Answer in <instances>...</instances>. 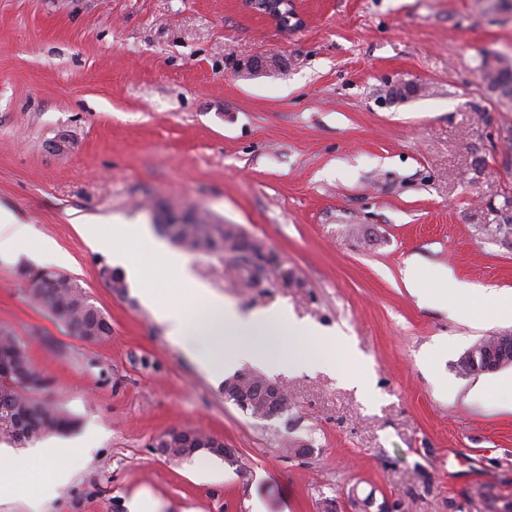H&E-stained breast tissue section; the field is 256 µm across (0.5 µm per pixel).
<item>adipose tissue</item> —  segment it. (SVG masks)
Returning <instances> with one entry per match:
<instances>
[{
	"instance_id": "obj_1",
	"label": "adipose tissue",
	"mask_w": 512,
	"mask_h": 512,
	"mask_svg": "<svg viewBox=\"0 0 512 512\" xmlns=\"http://www.w3.org/2000/svg\"><path fill=\"white\" fill-rule=\"evenodd\" d=\"M24 243L29 244L30 255L39 262L58 266L69 262L68 254L53 240L0 208V257L17 255ZM145 245L164 258L171 281L159 278L142 257ZM112 263L137 287L143 305L164 327L168 339L210 378H223L243 361L274 368L331 365L332 340L326 330L297 320L282 305L251 313L240 311L222 294L197 280L190 257L155 238L148 225H123L122 239L112 247ZM176 280L190 286V296L173 288ZM79 446L76 440L49 438L27 454L0 449V497L22 490L32 512H45L47 503L72 476L64 458Z\"/></svg>"
}]
</instances>
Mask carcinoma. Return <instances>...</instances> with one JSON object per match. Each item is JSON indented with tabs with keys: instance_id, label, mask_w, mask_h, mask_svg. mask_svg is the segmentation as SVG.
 I'll return each instance as SVG.
<instances>
[{
	"instance_id": "1",
	"label": "carcinoma",
	"mask_w": 512,
	"mask_h": 512,
	"mask_svg": "<svg viewBox=\"0 0 512 512\" xmlns=\"http://www.w3.org/2000/svg\"><path fill=\"white\" fill-rule=\"evenodd\" d=\"M480 71L487 87L497 92L499 84L512 88V63L497 58L482 59ZM177 244L200 251H217L224 245V225L200 219L178 224ZM27 298L61 321L71 334L88 342L109 336V324L97 316L89 296L68 277L45 269L23 267L18 271ZM0 380L13 383L0 388V435L16 443L33 441L50 432H63L74 419L67 412L39 400L35 393L44 385L42 374L28 357L26 347L14 331L0 326ZM264 382L258 373L238 372L224 379L250 391Z\"/></svg>"
}]
</instances>
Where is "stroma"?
Returning <instances> with one entry per match:
<instances>
[{"mask_svg": "<svg viewBox=\"0 0 512 512\" xmlns=\"http://www.w3.org/2000/svg\"><path fill=\"white\" fill-rule=\"evenodd\" d=\"M250 0H0V207L53 239L112 332L88 342L27 299L0 257V326L47 380L41 400L93 432L50 512H512V414L499 373L462 375L479 339L512 332L485 303L468 321L404 285L512 291V101L484 53L512 59L497 0H292L289 29ZM277 55L282 70L241 66ZM237 224L276 267L246 284L223 255L195 277L245 312L285 305L370 362L374 395L328 370L269 378L290 409L266 421L224 398L131 288L105 273L120 221ZM101 227L89 246L81 224ZM292 276L281 286L279 269ZM186 427L237 462L181 459ZM310 445L296 456L288 441ZM480 71L483 77V81L487 84V87L499 94L498 84L503 83L510 87L512 92V64L505 59L495 58V61H489L483 58L480 64ZM404 281L406 288L420 298L425 299L433 305L448 309V295L445 296L427 288L422 277V271L418 263L414 260H408L404 270Z\"/></svg>", "mask_w": 512, "mask_h": 512, "instance_id": "35a3bbf8", "label": "stroma"}]
</instances>
